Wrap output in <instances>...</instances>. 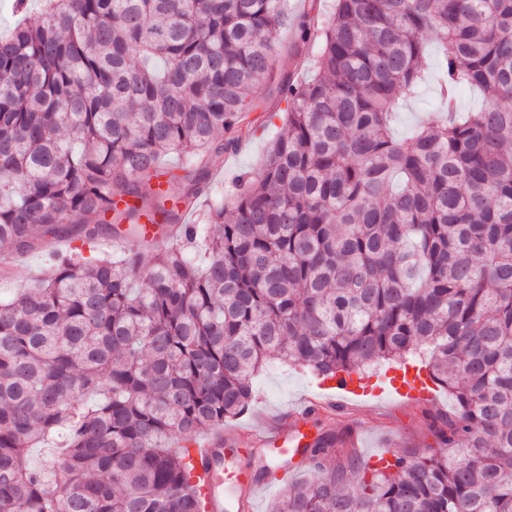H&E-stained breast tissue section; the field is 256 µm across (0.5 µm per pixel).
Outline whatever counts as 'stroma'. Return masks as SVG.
Instances as JSON below:
<instances>
[{
  "mask_svg": "<svg viewBox=\"0 0 512 512\" xmlns=\"http://www.w3.org/2000/svg\"><path fill=\"white\" fill-rule=\"evenodd\" d=\"M293 43L291 28L278 31L273 62L276 78L288 77L298 81L311 74L309 54L294 52ZM429 53V77L419 96L396 108L397 135H407L417 124L438 114L436 77L443 66V59L437 48H430ZM285 109L286 103L276 94L273 84H263L254 90L248 114L253 129L242 137L235 149L224 152L212 165L208 182L210 197L228 196L238 175L260 168L269 146L283 131ZM253 388L256 396L253 411L226 425L236 446L231 454L225 455L224 463L246 476H257L262 466L276 467L287 461L297 469L305 467L302 457L286 458L280 450L259 445L248 437V428L262 413L271 417L282 416L283 426L295 442L302 439L313 441L327 430L355 433L357 452L364 458L386 447L399 451L424 448L434 442L429 430L430 420L422 405L415 403L396 400L378 403L367 397L311 416L290 417V409L296 408L304 395L319 390L317 379L298 366L272 362L255 375Z\"/></svg>",
  "mask_w": 512,
  "mask_h": 512,
  "instance_id": "1",
  "label": "stroma"
}]
</instances>
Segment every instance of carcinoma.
<instances>
[{"instance_id":"carcinoma-1","label":"carcinoma","mask_w":512,"mask_h":512,"mask_svg":"<svg viewBox=\"0 0 512 512\" xmlns=\"http://www.w3.org/2000/svg\"><path fill=\"white\" fill-rule=\"evenodd\" d=\"M281 2L43 0L0 32V250L69 244L0 295V512H205L175 436L249 411L265 362L328 381L415 352L455 401L435 446L377 467L322 433L272 512H512V0L296 21L318 52L277 85L284 132L202 206L270 78ZM431 35L448 116L397 138ZM461 89L491 100L459 116ZM172 152L182 176L160 168ZM184 184L192 224L166 208ZM144 213L170 245L83 254Z\"/></svg>"}]
</instances>
